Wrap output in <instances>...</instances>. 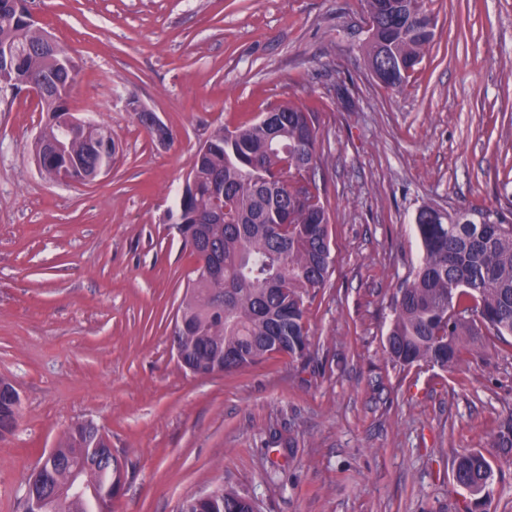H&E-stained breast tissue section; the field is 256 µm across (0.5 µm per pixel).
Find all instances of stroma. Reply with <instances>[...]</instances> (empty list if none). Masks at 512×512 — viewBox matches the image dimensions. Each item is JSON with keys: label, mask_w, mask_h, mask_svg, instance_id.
I'll return each mask as SVG.
<instances>
[{"label": "stroma", "mask_w": 512, "mask_h": 512, "mask_svg": "<svg viewBox=\"0 0 512 512\" xmlns=\"http://www.w3.org/2000/svg\"><path fill=\"white\" fill-rule=\"evenodd\" d=\"M422 7L435 37L396 93L369 72L360 0H31L80 66L73 108L119 152L93 183L48 180L47 113L0 91V378L20 394L0 512L86 421L127 463L112 512H180L219 486L258 512H464L453 460L512 414V345L451 373L392 362L386 338L420 208L512 220V0ZM289 101L318 114L335 258L308 304L311 360L187 373L171 336L195 260L168 216L214 130ZM134 101H135V104H134L135 107H137V109L140 112H146V116L148 118V121H149L150 125L153 128L148 126L143 121L140 113L137 112V110L135 108H132L133 112H135V115L137 116V119H138L140 125L150 134V136L153 139H155V135H156V140L159 143L167 142L169 140V137H168V127L160 120V118L158 117V115L154 111H152L151 109L147 108L146 106H144L139 101H137L135 99H134Z\"/></svg>", "instance_id": "35a3bbf8"}]
</instances>
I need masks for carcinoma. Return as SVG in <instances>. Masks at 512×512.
Returning <instances> with one entry per match:
<instances>
[{
  "instance_id": "obj_1",
  "label": "carcinoma",
  "mask_w": 512,
  "mask_h": 512,
  "mask_svg": "<svg viewBox=\"0 0 512 512\" xmlns=\"http://www.w3.org/2000/svg\"><path fill=\"white\" fill-rule=\"evenodd\" d=\"M376 24L367 59L385 57L389 74L380 80L398 91L421 63L435 26L412 0H365ZM14 0H0V44L17 54L18 74L57 86L64 76L46 57L30 52L35 37L15 19ZM276 124L263 119L233 130L219 128L208 148L195 154L193 186L181 199V217L195 228L184 245L196 261H218L222 275L204 278L194 268L175 322L181 365L209 375L255 365L273 354L305 361L309 353L306 299L325 288L335 263L328 216L314 179L318 119L302 104L270 108ZM43 141L65 139L49 119ZM76 159L71 177L83 182L101 160L80 140L66 144ZM421 209L415 230L421 262L409 285L399 289L387 334L392 361L453 370L487 353L491 339L512 336V221L486 207H470L436 223ZM14 387L0 379V436L10 432L19 408ZM492 448L502 466H512V414L498 422ZM455 483L480 498L491 512L492 461L480 450L454 460ZM79 472L95 496L53 501L47 512H105L117 493L116 470L106 439L89 423L67 430L44 472L27 482L37 494L48 483L68 482ZM181 512H256L253 501L218 490L209 499L190 498Z\"/></svg>"
}]
</instances>
